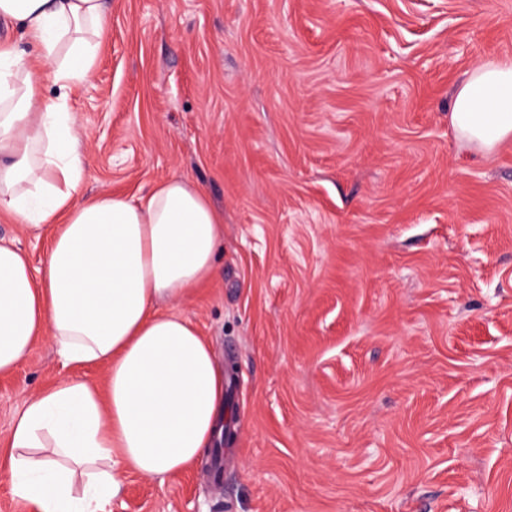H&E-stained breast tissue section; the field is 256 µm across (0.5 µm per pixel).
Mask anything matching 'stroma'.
Returning <instances> with one entry per match:
<instances>
[{
  "mask_svg": "<svg viewBox=\"0 0 512 512\" xmlns=\"http://www.w3.org/2000/svg\"><path fill=\"white\" fill-rule=\"evenodd\" d=\"M69 109L86 194L190 179L224 216L179 308L239 387L214 449L109 512H512V138L448 122L512 0H107ZM68 369L48 341L0 376Z\"/></svg>",
  "mask_w": 512,
  "mask_h": 512,
  "instance_id": "1",
  "label": "stroma"
}]
</instances>
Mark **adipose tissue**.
Wrapping results in <instances>:
<instances>
[{
	"label": "adipose tissue",
	"instance_id": "adipose-tissue-1",
	"mask_svg": "<svg viewBox=\"0 0 512 512\" xmlns=\"http://www.w3.org/2000/svg\"><path fill=\"white\" fill-rule=\"evenodd\" d=\"M105 20L104 0H0V23L32 47L0 41V213L49 233L37 278L0 240V374L44 338L74 369L25 396L9 427L12 492L39 512H103L129 475L181 473L224 408V367L178 311L213 277L222 215L183 177L139 199L82 191L88 151L68 97ZM449 119L485 150L512 137V57L472 70ZM97 365L101 383L82 373Z\"/></svg>",
	"mask_w": 512,
	"mask_h": 512
}]
</instances>
